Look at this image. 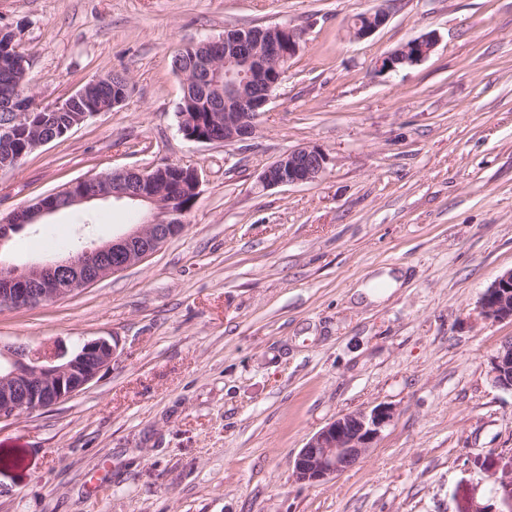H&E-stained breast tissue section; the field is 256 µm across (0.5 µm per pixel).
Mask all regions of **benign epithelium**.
<instances>
[{
  "label": "benign epithelium",
  "mask_w": 512,
  "mask_h": 512,
  "mask_svg": "<svg viewBox=\"0 0 512 512\" xmlns=\"http://www.w3.org/2000/svg\"><path fill=\"white\" fill-rule=\"evenodd\" d=\"M389 20V12L376 6L365 21L350 28L355 39L372 35ZM300 31L287 24L267 29L243 27L231 40H224V59H197L195 67L180 72L184 85L211 88L224 108V143L244 141L256 133L261 109L285 75L290 59L300 50ZM432 32L414 38L377 59L374 70L397 73L425 60L436 46ZM103 81L97 77L67 100L48 108L50 112H105L88 105V87ZM328 155L307 144L288 151L267 165L259 183L267 188L318 181L327 169ZM154 171L119 170L109 175L76 182L43 199L38 206L13 214L17 224H35L65 205L114 199L138 206L142 223L115 239L84 246L64 258L17 266L0 260V302L18 308L55 303L88 288L103 278L120 273L156 252L185 227L188 210L172 198L149 192ZM479 315L495 321H512V269L504 271L484 293ZM116 345L99 337L81 340L68 350L59 345L0 346V422L50 408L79 394L112 362ZM497 386L512 390V339L503 342L490 360ZM394 419V409L379 404L370 410L344 414L312 435L297 454L294 474L301 483L320 484L352 468L380 439Z\"/></svg>",
  "instance_id": "7a95c632"
}]
</instances>
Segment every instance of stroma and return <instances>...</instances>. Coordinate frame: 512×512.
Wrapping results in <instances>:
<instances>
[{
	"label": "stroma",
	"mask_w": 512,
	"mask_h": 512,
	"mask_svg": "<svg viewBox=\"0 0 512 512\" xmlns=\"http://www.w3.org/2000/svg\"><path fill=\"white\" fill-rule=\"evenodd\" d=\"M0 0V28L31 63L36 104L93 77L131 92L0 171V222L71 183L190 166L186 227L140 264L59 302L0 304V345L105 337L90 386L0 423V512H512V391L490 360L512 321L478 316L512 268V0ZM287 23L300 53L258 121L231 144L181 134L185 45ZM423 62L374 61L427 32ZM314 183L258 177L305 144ZM132 210L99 200L45 216L4 250L17 265L110 241ZM395 288H365L383 274ZM392 406L374 448L331 481L294 476L336 417ZM366 12V11H365ZM365 12L357 15L361 19ZM365 21L358 22L356 27H350V35L355 39H364L372 35L389 20V12L384 7L376 6L365 14Z\"/></svg>",
	"instance_id": "1"
}]
</instances>
